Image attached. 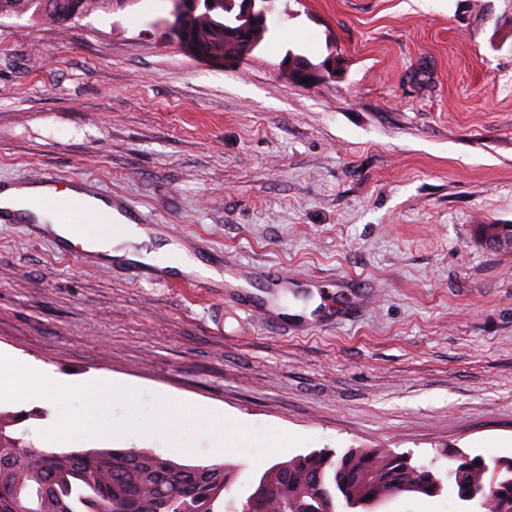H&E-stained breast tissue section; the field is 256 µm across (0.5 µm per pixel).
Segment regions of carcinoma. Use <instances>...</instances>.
Here are the masks:
<instances>
[{"label": "carcinoma", "mask_w": 512, "mask_h": 512, "mask_svg": "<svg viewBox=\"0 0 512 512\" xmlns=\"http://www.w3.org/2000/svg\"><path fill=\"white\" fill-rule=\"evenodd\" d=\"M126 0H0V17L31 14L68 28ZM244 0H205L180 14L183 34L216 57L258 47L268 26L243 28ZM16 416L0 412V512H376L402 495H481L474 512H512V459L488 465L460 454L446 470L388 448L313 450L277 462L256 476L242 500L229 496L234 469L188 465L139 448H38L10 431Z\"/></svg>", "instance_id": "carcinoma-1"}]
</instances>
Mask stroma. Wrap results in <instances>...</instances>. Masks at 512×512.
Here are the masks:
<instances>
[{
	"mask_svg": "<svg viewBox=\"0 0 512 512\" xmlns=\"http://www.w3.org/2000/svg\"><path fill=\"white\" fill-rule=\"evenodd\" d=\"M170 10L0 18V187L93 179L150 216L153 245L205 239L292 285L195 294L63 256L50 225L0 223V351L133 391L83 447L221 459L237 497L323 448L512 459V250L475 234L512 224V0H270L264 41L230 63L166 38ZM291 53L331 66L298 83ZM165 397L181 453L154 421ZM85 403L0 391L40 448L63 447Z\"/></svg>",
	"mask_w": 512,
	"mask_h": 512,
	"instance_id": "obj_1",
	"label": "stroma"
}]
</instances>
